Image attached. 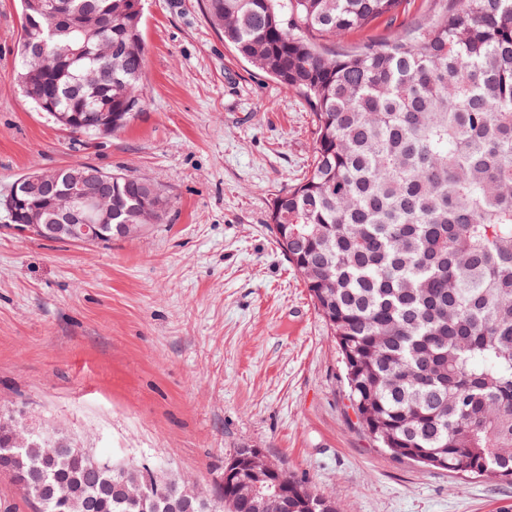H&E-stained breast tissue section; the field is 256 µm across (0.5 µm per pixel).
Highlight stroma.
Segmentation results:
<instances>
[{
	"mask_svg": "<svg viewBox=\"0 0 512 512\" xmlns=\"http://www.w3.org/2000/svg\"><path fill=\"white\" fill-rule=\"evenodd\" d=\"M143 34L134 120L74 135L13 82L22 16L0 0V196L33 169L92 163L170 201L162 223L98 245L19 233L0 210V409L213 498L225 461L260 448L339 512H512L511 482L419 467L358 425L336 342L267 224L311 164V113L198 0H143Z\"/></svg>",
	"mask_w": 512,
	"mask_h": 512,
	"instance_id": "stroma-1",
	"label": "stroma"
}]
</instances>
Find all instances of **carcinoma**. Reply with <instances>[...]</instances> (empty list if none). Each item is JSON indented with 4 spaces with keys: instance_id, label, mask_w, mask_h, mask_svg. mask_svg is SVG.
<instances>
[{
    "instance_id": "carcinoma-1",
    "label": "carcinoma",
    "mask_w": 512,
    "mask_h": 512,
    "mask_svg": "<svg viewBox=\"0 0 512 512\" xmlns=\"http://www.w3.org/2000/svg\"><path fill=\"white\" fill-rule=\"evenodd\" d=\"M63 30L21 0L23 31L46 49L73 54L54 67L20 43L14 80L50 117L140 111L145 66L142 20L130 0H58ZM410 0H201L209 23L242 60L293 92L312 112L310 170L277 195L268 223L282 256L302 276L341 353L351 408L376 445L424 467L512 481V0H439L426 24L387 33ZM357 43L334 50L336 39ZM90 169L67 167L56 190ZM112 231L158 224L168 199L152 180L112 174ZM0 413V448L25 451L39 512H74L50 495L61 480L94 512H139L148 493L165 512L173 489L148 488L130 467L87 477L90 462L42 455L35 432ZM224 484V512H258ZM283 512H337L334 495L289 482Z\"/></svg>"
}]
</instances>
